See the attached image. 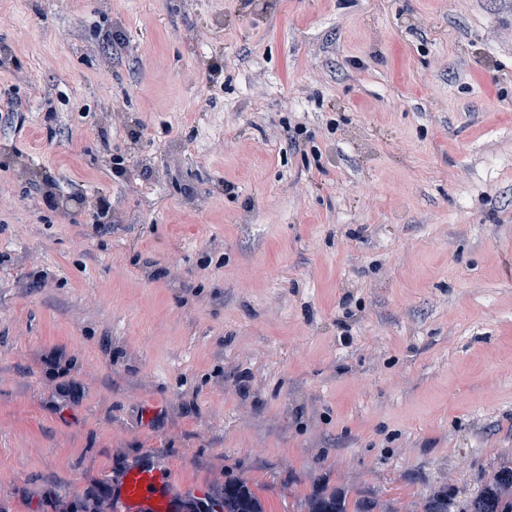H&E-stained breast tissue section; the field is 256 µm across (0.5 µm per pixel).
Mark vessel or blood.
<instances>
[{
    "label": "vessel or blood",
    "mask_w": 512,
    "mask_h": 512,
    "mask_svg": "<svg viewBox=\"0 0 512 512\" xmlns=\"http://www.w3.org/2000/svg\"><path fill=\"white\" fill-rule=\"evenodd\" d=\"M114 500L120 512H174L176 508L161 470L150 464L130 468Z\"/></svg>",
    "instance_id": "obj_1"
}]
</instances>
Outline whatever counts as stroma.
Here are the masks:
<instances>
[{
    "instance_id": "stroma-1",
    "label": "stroma",
    "mask_w": 512,
    "mask_h": 512,
    "mask_svg": "<svg viewBox=\"0 0 512 512\" xmlns=\"http://www.w3.org/2000/svg\"><path fill=\"white\" fill-rule=\"evenodd\" d=\"M0 16V512H112L142 463L196 503L241 479L268 512L346 484L407 505L512 452V0ZM104 129L143 168L102 165ZM49 177L62 209L29 208Z\"/></svg>"
}]
</instances>
